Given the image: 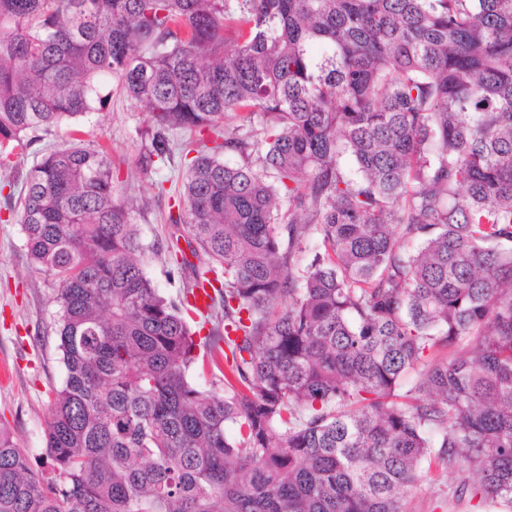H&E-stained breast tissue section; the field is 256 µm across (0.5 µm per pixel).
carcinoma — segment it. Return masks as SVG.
<instances>
[{
  "instance_id": "obj_1",
  "label": "carcinoma",
  "mask_w": 512,
  "mask_h": 512,
  "mask_svg": "<svg viewBox=\"0 0 512 512\" xmlns=\"http://www.w3.org/2000/svg\"><path fill=\"white\" fill-rule=\"evenodd\" d=\"M107 79L142 170L199 133L188 283L154 286L97 140L0 185L66 369L50 468L0 428V512H404L434 463L512 512V0H0V156ZM204 282L224 314L194 330Z\"/></svg>"
}]
</instances>
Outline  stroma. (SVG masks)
Here are the masks:
<instances>
[{
  "label": "stroma",
  "mask_w": 512,
  "mask_h": 512,
  "mask_svg": "<svg viewBox=\"0 0 512 512\" xmlns=\"http://www.w3.org/2000/svg\"><path fill=\"white\" fill-rule=\"evenodd\" d=\"M102 95L103 105L82 118L79 127L112 152L119 190L143 200V208L133 218L147 247L146 272L160 293L177 295L184 278L173 272L166 247L173 231L168 216L177 209L176 187L184 171V155L177 148L166 166L142 171L138 130L146 123V112L114 84H107ZM4 215L0 209V361L8 362L12 378L0 386V426L26 448L34 466L43 468L48 463L46 412L66 374L51 301L56 283L31 265L20 224L4 222ZM460 480L455 469L432 473L408 493L406 512H477L470 498L455 499Z\"/></svg>",
  "instance_id": "35a3bbf8"
}]
</instances>
